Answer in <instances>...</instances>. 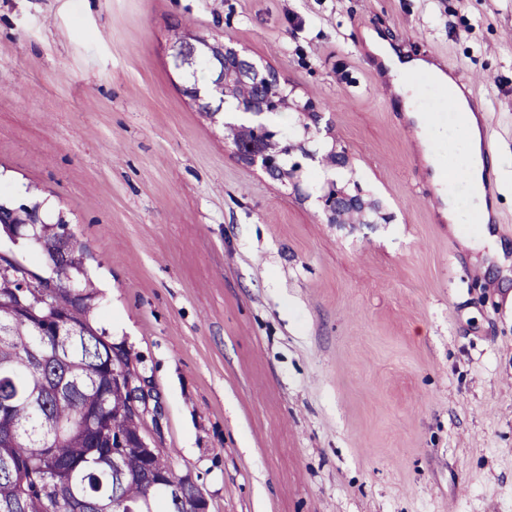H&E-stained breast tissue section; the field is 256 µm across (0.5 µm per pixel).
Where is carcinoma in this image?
Here are the masks:
<instances>
[{
  "label": "carcinoma",
  "mask_w": 512,
  "mask_h": 512,
  "mask_svg": "<svg viewBox=\"0 0 512 512\" xmlns=\"http://www.w3.org/2000/svg\"><path fill=\"white\" fill-rule=\"evenodd\" d=\"M26 233L55 279L0 254V403L10 408V420L0 424V512H72L74 503L80 512H124L128 499L142 512H158L166 489L151 483L131 448L121 458L125 483H115L112 439L130 434L133 420L110 375L131 354L99 325V292L84 251L60 220ZM24 284L54 289L55 305L29 294L32 311H20ZM42 448L54 449L53 458H43ZM44 475L60 485L53 501L40 495Z\"/></svg>",
  "instance_id": "1"
}]
</instances>
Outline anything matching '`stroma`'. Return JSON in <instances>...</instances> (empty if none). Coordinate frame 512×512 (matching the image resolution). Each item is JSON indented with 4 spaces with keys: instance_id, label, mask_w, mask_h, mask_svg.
<instances>
[{
    "instance_id": "1",
    "label": "stroma",
    "mask_w": 512,
    "mask_h": 512,
    "mask_svg": "<svg viewBox=\"0 0 512 512\" xmlns=\"http://www.w3.org/2000/svg\"><path fill=\"white\" fill-rule=\"evenodd\" d=\"M370 30L459 68L512 157V0H0V199L66 218L207 512H512V277L438 221ZM186 32L279 70L332 131H277L348 168L242 161ZM330 178L378 223H328Z\"/></svg>"
}]
</instances>
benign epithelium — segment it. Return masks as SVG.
<instances>
[{
  "label": "benign epithelium",
  "instance_id": "obj_1",
  "mask_svg": "<svg viewBox=\"0 0 512 512\" xmlns=\"http://www.w3.org/2000/svg\"><path fill=\"white\" fill-rule=\"evenodd\" d=\"M206 56L213 67V82L207 86L185 85L183 94L212 122L229 129L236 154L250 165L259 166L276 180L291 181L298 177L302 164L287 165V153L299 151L302 158L318 159L337 167L348 164L346 152L331 149L326 155L308 150L304 144L277 140V133L267 126L272 112L295 110L307 115L315 127H320L322 113L308 104H300L288 93V82L281 73L269 66L260 67L238 49L219 40L197 34H187L171 46V58L176 67L190 64L199 55ZM330 224H343L346 218L367 224L372 204L352 195L346 186L332 179L318 197ZM112 387H124L129 393V406L136 420L134 438L112 444V464L123 448H137L147 461L162 458L155 448L147 421L158 422L160 407L151 404L153 396L146 378L134 366L112 368Z\"/></svg>",
  "mask_w": 512,
  "mask_h": 512
}]
</instances>
